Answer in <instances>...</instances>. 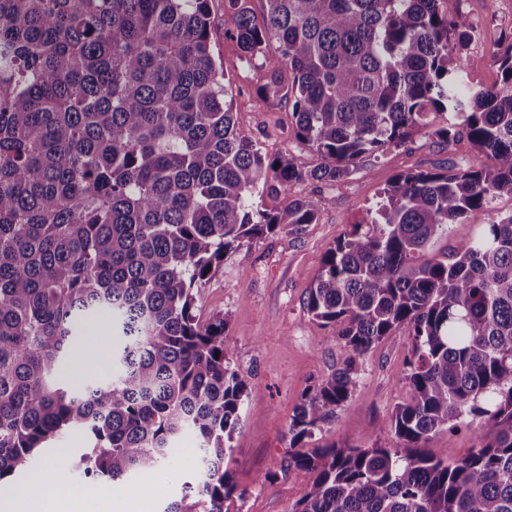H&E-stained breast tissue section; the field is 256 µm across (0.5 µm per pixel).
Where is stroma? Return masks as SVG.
I'll list each match as a JSON object with an SVG mask.
<instances>
[{
  "instance_id": "obj_1",
  "label": "stroma",
  "mask_w": 512,
  "mask_h": 512,
  "mask_svg": "<svg viewBox=\"0 0 512 512\" xmlns=\"http://www.w3.org/2000/svg\"><path fill=\"white\" fill-rule=\"evenodd\" d=\"M225 0H210L212 51L233 89L236 131L258 142L264 154L293 156L307 167L320 164L318 154L283 134L291 121L287 102L264 104L255 91L264 81V57L245 58L237 43L224 34ZM448 12H462L479 28L467 49V81L491 87L500 80L492 64L504 48L499 36L512 33V0H445ZM488 160L467 140L444 147L411 132L404 145L381 156L365 155L345 181L318 185L324 200L316 223L300 231L288 229L241 246L224 256L199 288L195 314L200 321L223 316L230 357L263 398L246 405L233 435L224 466L246 495L239 512H290L306 493L310 474L288 468L291 436L288 424L305 390L340 364V345L326 343L325 329L306 309L307 290L317 276L326 250L350 225L366 221L367 211L381 198L387 182L405 171L440 172L481 167ZM110 317H103L88 337L77 340L67 376L77 384L112 378L115 369L106 349L118 343ZM412 339L405 330L376 344L360 360V375L351 398L334 425L316 432L312 445L385 447L391 438L380 429L394 407L407 396L405 359ZM199 442L193 434L177 440L168 462L158 468L160 489L151 492V512H164L180 499L185 482L197 472Z\"/></svg>"
}]
</instances>
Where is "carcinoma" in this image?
<instances>
[{
	"mask_svg": "<svg viewBox=\"0 0 512 512\" xmlns=\"http://www.w3.org/2000/svg\"><path fill=\"white\" fill-rule=\"evenodd\" d=\"M227 2L224 33L268 63L258 101L291 103L285 135L316 167L237 134L210 0H0V482L83 431L82 477L121 489L192 432L198 478L165 512H235L245 491L224 459L262 393L232 367L226 320L196 319L199 284L224 253L316 223L309 186L418 128L464 136L490 164L398 174L377 217L326 251L307 311L344 356L288 424V467L312 475L291 512H512V214L426 253L512 195V34L500 84L476 88V26L444 0H265L259 17ZM259 186L307 191L268 212L251 202ZM101 313L120 329L116 373L71 388L62 364ZM400 328L413 348L407 397L382 424L393 443L305 447L350 399L360 358ZM458 426L477 441L465 457L424 448ZM490 220V216L485 212L471 214L464 223L453 224L448 235L435 237L430 243V252H452L459 241L479 234L484 228L483 224H489Z\"/></svg>",
	"mask_w": 512,
	"mask_h": 512,
	"instance_id": "1",
	"label": "carcinoma"
}]
</instances>
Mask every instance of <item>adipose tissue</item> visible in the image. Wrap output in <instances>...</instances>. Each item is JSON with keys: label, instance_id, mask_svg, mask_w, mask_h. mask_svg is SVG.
<instances>
[{"label": "adipose tissue", "instance_id": "adipose-tissue-1", "mask_svg": "<svg viewBox=\"0 0 512 512\" xmlns=\"http://www.w3.org/2000/svg\"><path fill=\"white\" fill-rule=\"evenodd\" d=\"M36 483L48 486V493L11 492L0 496V512H135L132 499L125 493L98 486L80 493L60 491L56 466L50 465L35 477Z\"/></svg>", "mask_w": 512, "mask_h": 512}]
</instances>
